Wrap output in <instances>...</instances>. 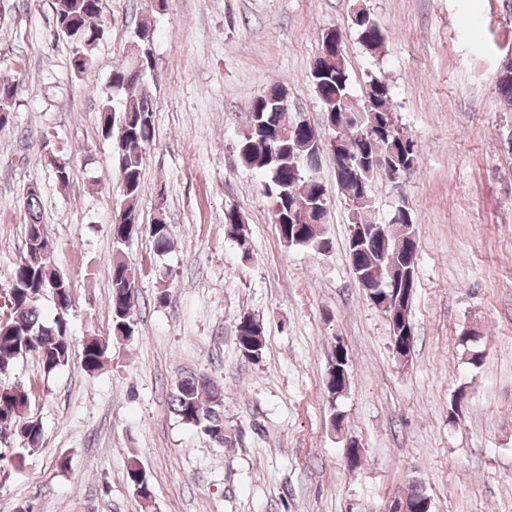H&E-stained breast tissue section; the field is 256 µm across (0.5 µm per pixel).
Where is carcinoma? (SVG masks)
<instances>
[{
  "instance_id": "1",
  "label": "carcinoma",
  "mask_w": 512,
  "mask_h": 512,
  "mask_svg": "<svg viewBox=\"0 0 512 512\" xmlns=\"http://www.w3.org/2000/svg\"><path fill=\"white\" fill-rule=\"evenodd\" d=\"M102 0H54L56 25L71 29L74 70L86 74L93 69L90 54L102 39L104 28ZM361 19L351 20L363 47L378 51L386 35L371 13H359ZM127 66L112 70L110 84L113 95L102 102L100 130L111 142L118 164V177L123 191L121 207L111 224L113 242L130 241L131 228L148 233L155 251L166 253L171 245L169 224L163 220L142 226L138 202L142 187L143 147L150 141L153 130L154 104L142 81L126 77ZM310 79L328 124L319 129L299 120L294 113L277 105L281 87L273 86L254 99L249 108V121L239 135L236 150L241 163L255 171L263 191L270 199L274 224L281 240L289 247H300L318 254L330 246L324 237L328 213L325 185L319 176L323 135L336 137L356 152L360 143L354 122L373 125L375 143L373 162L363 170L336 166V184L341 189L349 211L355 212L356 223L384 222L401 227V232L385 239L367 240L359 254L350 256L358 283L368 284L379 274H387L386 266L394 265L415 270L416 248L408 246L407 236L415 233L412 218L391 212L380 220L372 213V204L359 195L360 181L372 182L376 173H383L392 183L400 179L386 165L384 156L389 143L405 142L413 147L412 165H417V144L398 123L379 125V118L395 111L391 85L383 76L374 75L366 85L364 99L358 101L351 90V77L346 59L336 58L326 42H321L319 56L310 70ZM15 90L11 83L0 81V127L10 122ZM263 126L279 131L280 142L270 149L260 137ZM29 221L25 228L26 256L17 263L8 284L10 314L0 326V432L18 434L23 446L37 447L43 436L42 426L28 417L30 393L21 383L9 381L18 360L27 355L37 357L44 373L51 374L67 365L73 354L80 353L85 370H97L106 357L108 345L97 338L84 343L81 349L69 335L64 317L71 305L68 279L54 267V254L43 251L36 234L45 231L39 197L27 196ZM226 235L245 242L247 226L239 211L224 212ZM136 282V271L120 256L115 257L111 270V293L108 308L113 335L129 339L135 332V322L125 296ZM45 294L52 295L61 314L53 321L45 320L38 302ZM246 323H237L236 340L242 355L259 358L265 344L262 324L245 313ZM216 388L204 376L191 374L178 379L171 388L172 412L185 424L199 428L205 435L224 430V405L215 402ZM401 499L417 509L431 512V502L422 485L414 481Z\"/></svg>"
}]
</instances>
